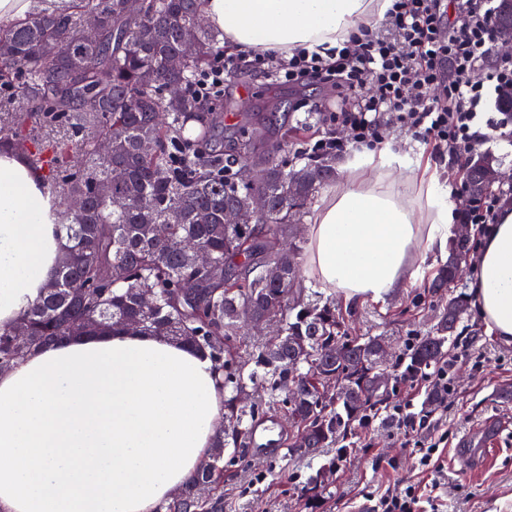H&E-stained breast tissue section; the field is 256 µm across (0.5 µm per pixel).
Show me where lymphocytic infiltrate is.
Segmentation results:
<instances>
[{
  "instance_id": "f902f5d3",
  "label": "lymphocytic infiltrate",
  "mask_w": 512,
  "mask_h": 512,
  "mask_svg": "<svg viewBox=\"0 0 512 512\" xmlns=\"http://www.w3.org/2000/svg\"><path fill=\"white\" fill-rule=\"evenodd\" d=\"M496 2L393 0L381 26H360L328 55L228 53L197 77L193 90L197 99L210 100L243 72L293 88L318 85L336 97L324 114L325 135L307 153L344 152L348 142L334 135L337 126L348 127L357 144L382 143L388 135L383 117L393 112L402 127L453 161L485 143L486 98L512 84L507 61L488 74L486 84L467 79L491 54Z\"/></svg>"
}]
</instances>
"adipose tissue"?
<instances>
[{
  "instance_id": "ef3b65f1",
  "label": "adipose tissue",
  "mask_w": 512,
  "mask_h": 512,
  "mask_svg": "<svg viewBox=\"0 0 512 512\" xmlns=\"http://www.w3.org/2000/svg\"><path fill=\"white\" fill-rule=\"evenodd\" d=\"M392 0H205L225 46L274 56L331 49L384 18ZM340 187L315 208L311 273L346 304L413 284L415 256L447 258L458 220L438 166L385 143L336 165ZM419 173L422 204L393 172ZM63 244L41 174L0 153V325L45 287ZM489 332L512 342V206L501 208L468 275ZM224 393L210 359L132 330L73 336L0 373V512H156L208 456Z\"/></svg>"
}]
</instances>
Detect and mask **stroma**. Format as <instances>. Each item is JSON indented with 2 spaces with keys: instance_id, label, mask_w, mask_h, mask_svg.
Instances as JSON below:
<instances>
[{
  "instance_id": "35a3bbf8",
  "label": "stroma",
  "mask_w": 512,
  "mask_h": 512,
  "mask_svg": "<svg viewBox=\"0 0 512 512\" xmlns=\"http://www.w3.org/2000/svg\"><path fill=\"white\" fill-rule=\"evenodd\" d=\"M320 89L296 95L284 85H258L241 77L224 88V133L238 127L273 125L297 137L306 147L324 127ZM423 277L383 302L351 307L349 325L356 336H378L402 350L411 333L427 332L438 304L428 291L434 264H423ZM482 353L483 368L458 364L450 371L445 414L431 417L429 435H446L439 473L423 471L416 448L394 428L374 417L356 428L354 450L342 461L320 495L305 481L323 462L284 448L264 453L248 451L244 460L224 474V512H376L382 494L415 482L431 487L434 512H512V344L490 334L469 310L451 344V353ZM502 430L492 463L479 472L467 471L453 454L461 439L486 422Z\"/></svg>"
}]
</instances>
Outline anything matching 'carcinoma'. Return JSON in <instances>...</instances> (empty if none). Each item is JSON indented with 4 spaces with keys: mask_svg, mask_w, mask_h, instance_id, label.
<instances>
[{
    "mask_svg": "<svg viewBox=\"0 0 512 512\" xmlns=\"http://www.w3.org/2000/svg\"><path fill=\"white\" fill-rule=\"evenodd\" d=\"M204 2L144 0L143 13L134 17L127 0H70L64 10L0 27V94L19 96L34 120L25 135L0 126V151L21 154L41 172L51 219L65 240L40 296L0 327V370L74 334L124 328L130 319L141 332L207 353L224 389L223 428L185 487L157 512H224V472L248 451L246 420L263 414L259 405L236 403L249 382L264 386L271 404L300 417L305 454L337 449L307 479L309 489L324 488V473L336 471L351 451L355 425L383 409L398 383L436 367L468 311L464 295H448L436 323L407 342L399 372L388 374L379 390L374 378L384 368L375 348L381 339L352 335L335 306L317 295L289 294L290 282L302 276L304 249L283 240L336 175V155L307 156L297 169L288 160V135L259 127L241 133L235 153L226 155L224 141L210 134L221 105L208 102L201 112L188 94L224 52L220 34L200 24ZM87 15L98 21L93 34L84 25ZM194 24L195 55L181 69H168L183 29ZM172 83L181 84V94L166 92ZM57 124L81 134L77 167L63 145L39 140L40 130ZM103 140L109 149L100 148ZM144 143L154 145L152 153L141 151ZM256 165L264 170L259 181L249 176ZM485 165L496 160L471 157L469 185L477 198L486 196L479 190ZM116 166L127 171L120 183L111 181ZM251 194L265 196L266 210L249 223H224V210ZM72 199L83 202L82 211L70 210ZM158 224L168 225L174 239L202 244L211 264L200 269L190 256L169 250L155 235ZM469 251L468 240L450 243L432 294L455 281ZM274 265L282 278L262 281L261 270ZM187 280L195 283L191 295L182 288ZM144 288L154 289L148 307L141 302ZM245 304L256 319L276 313L284 339L258 344L244 358L237 307ZM20 327L25 337L19 339Z\"/></svg>",
    "mask_w": 512,
    "mask_h": 512,
    "instance_id": "1",
    "label": "carcinoma"
}]
</instances>
